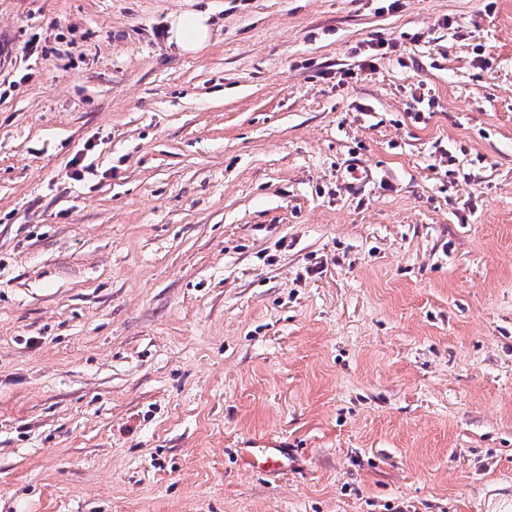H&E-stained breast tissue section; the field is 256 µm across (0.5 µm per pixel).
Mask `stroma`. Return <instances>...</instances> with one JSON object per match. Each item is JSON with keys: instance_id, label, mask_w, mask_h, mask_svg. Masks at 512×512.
I'll use <instances>...</instances> for the list:
<instances>
[{"instance_id": "1", "label": "stroma", "mask_w": 512, "mask_h": 512, "mask_svg": "<svg viewBox=\"0 0 512 512\" xmlns=\"http://www.w3.org/2000/svg\"><path fill=\"white\" fill-rule=\"evenodd\" d=\"M1 39L0 512L512 484V0H0ZM205 11H188L172 23L170 40L185 53H197L210 41L212 25ZM242 456L247 464L268 469H288L287 448H243Z\"/></svg>"}]
</instances>
